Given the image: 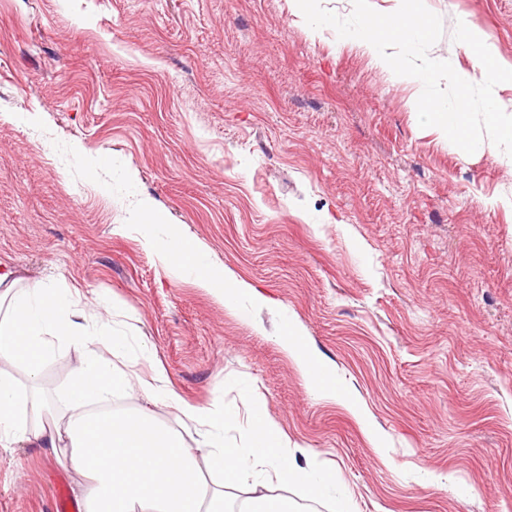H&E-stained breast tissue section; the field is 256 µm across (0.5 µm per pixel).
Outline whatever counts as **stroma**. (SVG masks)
Wrapping results in <instances>:
<instances>
[{"label":"stroma","mask_w":512,"mask_h":512,"mask_svg":"<svg viewBox=\"0 0 512 512\" xmlns=\"http://www.w3.org/2000/svg\"><path fill=\"white\" fill-rule=\"evenodd\" d=\"M425 4L432 58L482 81L461 21L512 66V0ZM420 93L291 0H0V267L148 348L140 379L222 405L225 444L259 402L357 512H512V162L420 127ZM147 202L262 303L172 273ZM291 321L341 397L282 349ZM77 363L62 340L42 368L55 414ZM123 408L198 437L144 391ZM79 480L0 448V512Z\"/></svg>","instance_id":"stroma-1"}]
</instances>
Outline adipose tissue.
Returning a JSON list of instances; mask_svg holds the SVG:
<instances>
[{
    "label": "adipose tissue",
    "mask_w": 512,
    "mask_h": 512,
    "mask_svg": "<svg viewBox=\"0 0 512 512\" xmlns=\"http://www.w3.org/2000/svg\"><path fill=\"white\" fill-rule=\"evenodd\" d=\"M137 219L143 227L163 225L161 256L172 271L201 272L202 287L226 307L245 309L248 284L224 269L206 267L196 245L177 225L164 224L151 206H142ZM61 340L78 351L79 364L71 374L66 411L56 419L49 398L36 389L21 391L11 369L21 367L37 382ZM102 340L91 314L69 292L44 282L21 288L0 273V446L36 441L67 449L70 465L83 479V512H228L226 489L243 483L252 489L244 512H264L272 499L263 490L273 483L298 487L311 499L335 496L334 475L307 459L305 448L290 445L257 404L248 409L243 448L225 447L223 408L194 406L171 392L165 401L201 426L196 445L150 413L109 411L113 396L134 389L135 382L114 363L122 354L121 340L113 339L107 357L100 352ZM280 344L321 397L336 398L333 370L308 352L295 325L287 326ZM208 470L223 475V487L209 485ZM335 498L336 512H353L349 498Z\"/></svg>",
    "instance_id": "obj_1"
}]
</instances>
